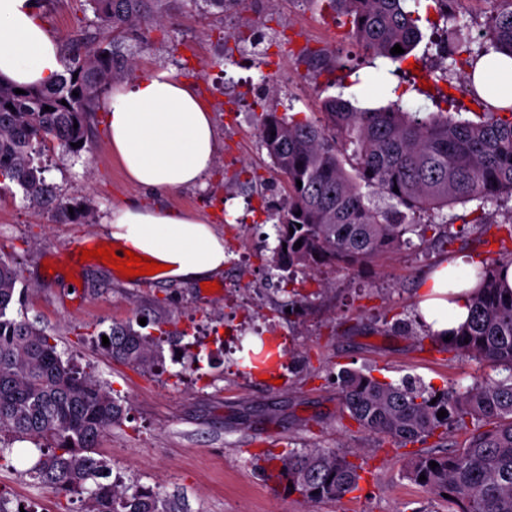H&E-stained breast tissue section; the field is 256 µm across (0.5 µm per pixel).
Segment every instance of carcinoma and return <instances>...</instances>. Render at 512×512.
<instances>
[{
  "label": "carcinoma",
  "mask_w": 512,
  "mask_h": 512,
  "mask_svg": "<svg viewBox=\"0 0 512 512\" xmlns=\"http://www.w3.org/2000/svg\"><path fill=\"white\" fill-rule=\"evenodd\" d=\"M86 2L100 22L101 38L89 51L71 49L55 83L27 86L16 94L17 85L0 79V186L10 182L30 200L70 210L68 218L76 223L88 222L90 206L67 202L46 182V151L51 145L66 153L85 148L101 94L134 66L118 39L130 30L139 43L148 44L173 0ZM404 2L328 0V5L339 7L348 19L349 40L371 60L388 59L400 71L421 38L419 11L405 9ZM432 2L452 22L445 51L459 65L482 120H458L448 112L423 116L419 109L404 110L398 100L358 108L332 95L321 100L314 119L261 113L258 138L287 185L273 224L277 244H264L271 249L266 263L280 271L278 282H293L328 264L354 275L378 254L408 246L412 236L422 239L429 230L449 252L467 228L453 232L444 219L426 225L418 217L474 202L473 223L482 224L487 204L512 199V106L494 105L473 79L490 53L512 59V0H494L498 7L477 51L471 49L469 26L453 10L455 0ZM396 44L405 53L391 54ZM302 57L321 70L336 67L333 54L305 52ZM364 187L387 204H366ZM498 229L502 246L483 260L469 321L449 341L431 339L446 352L503 369L505 377L433 389L417 381L394 385L360 370L336 375L343 410L365 434L399 447L438 439L440 451L415 454L405 464V476L448 512H512V289L500 286V273L512 266V250L504 246L512 241V225ZM20 281L19 268L0 256V468L11 465L13 442L30 441L39 458L27 475L57 495H84V512H174L149 488L119 476L100 481L103 464L95 448L127 409L113 391L62 360L54 338L15 309ZM107 337L112 358L126 364L145 367L160 358L161 338L143 335L129 322L113 323ZM441 410L446 417H437ZM468 426L472 430L463 446L441 450L450 428ZM360 470L335 449L314 447L289 451L269 477L293 484L291 491L308 502L337 503L360 490ZM422 475L426 480H419Z\"/></svg>",
  "instance_id": "1"
}]
</instances>
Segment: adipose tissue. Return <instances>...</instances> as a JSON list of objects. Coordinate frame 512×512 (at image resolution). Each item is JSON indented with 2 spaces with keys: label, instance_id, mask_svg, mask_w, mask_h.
<instances>
[{
  "label": "adipose tissue",
  "instance_id": "ef3b65f1",
  "mask_svg": "<svg viewBox=\"0 0 512 512\" xmlns=\"http://www.w3.org/2000/svg\"><path fill=\"white\" fill-rule=\"evenodd\" d=\"M61 71L57 42L35 0H0V76L40 85ZM476 81L497 105H512V59L494 56ZM104 126L111 155L127 178L148 192L178 193L202 182L211 169L217 149L212 114L191 84L173 74L153 73L114 88ZM103 229L117 248L164 264L163 278L200 282L224 272V235L200 214L127 206L112 212ZM477 268L459 257L428 275L419 312L432 333L447 335L467 321Z\"/></svg>",
  "mask_w": 512,
  "mask_h": 512
}]
</instances>
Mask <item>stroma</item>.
<instances>
[{
    "label": "stroma",
    "mask_w": 512,
    "mask_h": 512,
    "mask_svg": "<svg viewBox=\"0 0 512 512\" xmlns=\"http://www.w3.org/2000/svg\"><path fill=\"white\" fill-rule=\"evenodd\" d=\"M38 10L63 45L99 26L86 0H40ZM344 22L325 0H248L243 12L232 15L205 0H183L164 27L151 32L148 46L128 36L121 49L134 56L137 74L188 76L212 112L218 149L202 183L173 195L146 193L111 157L98 121L86 149L49 153L45 173L70 202L90 203L88 223H71L31 203L19 188L0 191V254L22 272L25 316L54 337L62 358L117 391L129 407L128 418L100 440L98 458L126 483L175 501L179 512H430L429 495L404 475L402 449L368 437L342 417L335 377L359 369L395 384L411 378L440 389L467 386L488 373L475 361L434 351L426 339L419 283L445 255L431 241L414 239L356 275L320 268L300 284L306 304L297 312L288 309L291 294L268 284L259 248L273 230L286 187L259 142L261 112L291 108L311 115L332 78L334 94L358 107L387 105L388 97L370 98L365 91L391 85L403 105L475 117L465 85L452 90L444 80L454 62L439 48L443 18L420 23L422 40L411 60L430 72L425 84L369 67L361 48L346 39ZM240 27L265 32L263 52L225 42V34ZM304 47L356 58L357 67L316 75L295 56ZM245 166L262 176L257 189L235 181ZM137 202L197 212L223 231L230 257L218 278L222 292L213 296L200 284L164 279L141 285L95 260L61 262L60 253L76 243L106 242L104 219ZM486 213L485 227L454 243L455 256L484 259L497 249L496 227L512 223V200L487 206ZM48 262L60 264V271L45 272ZM158 315L167 318L170 332L189 330L202 352H219L217 363L195 368L165 341L161 361L136 370L114 360L99 338L112 323L142 318L145 333L156 334ZM262 340L280 346L282 384L245 368L249 350ZM314 446L336 449L362 465L355 495L311 504L265 480L267 458ZM13 448L11 467L0 469V490L12 503L29 512H81L80 497L52 494L29 478L35 462L30 443L18 441Z\"/></svg>",
    "instance_id": "35a3bbf8"
}]
</instances>
